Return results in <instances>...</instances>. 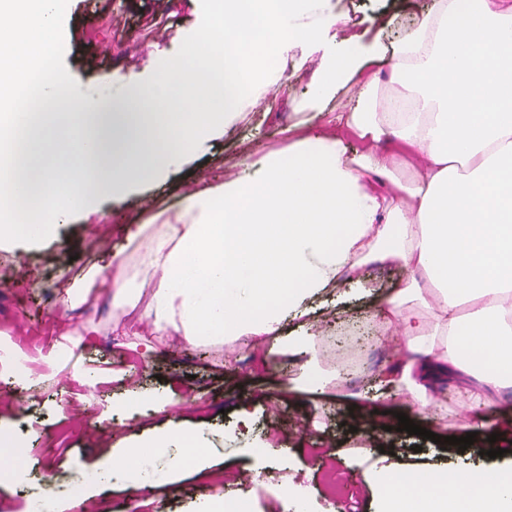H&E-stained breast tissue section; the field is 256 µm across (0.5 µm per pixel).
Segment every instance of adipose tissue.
Returning a JSON list of instances; mask_svg holds the SVG:
<instances>
[{
	"mask_svg": "<svg viewBox=\"0 0 512 512\" xmlns=\"http://www.w3.org/2000/svg\"><path fill=\"white\" fill-rule=\"evenodd\" d=\"M438 0L392 46L393 79L412 109L392 112L379 79L362 72L356 33L332 42L315 80L317 95L357 80L361 92L344 126L297 141L289 158L267 156L252 176L189 190L184 216L152 242L155 284L141 317L151 334L259 347L282 322H301L283 347L318 352V318L308 298L334 288L341 273L364 278L373 262L411 277L377 313L397 338L395 382L411 412L432 424L430 409L450 369L485 385L460 424L493 433L494 388L512 382V0H476L460 12ZM65 0H0V241L37 240L54 192L84 202L119 193L133 179L160 174L200 133L224 121L230 101L284 42L318 40L304 24L309 0H211L206 31L189 51L193 67L173 62L166 102V149L154 115L109 110L104 99L73 103L52 59ZM196 109L180 111L182 98ZM363 149L347 156L343 136ZM397 181L386 206L373 177ZM432 309V320L411 306ZM487 357L464 358L462 343ZM177 435L130 439L100 480L141 489L145 465L178 468ZM370 482L382 512H512V475L469 469L381 470Z\"/></svg>",
	"mask_w": 512,
	"mask_h": 512,
	"instance_id": "1",
	"label": "adipose tissue"
}]
</instances>
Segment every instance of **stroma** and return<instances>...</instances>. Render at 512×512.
Segmentation results:
<instances>
[{"label": "stroma", "instance_id": "35a3bbf8", "mask_svg": "<svg viewBox=\"0 0 512 512\" xmlns=\"http://www.w3.org/2000/svg\"><path fill=\"white\" fill-rule=\"evenodd\" d=\"M145 0H67L59 18L62 32L55 67L68 78L73 97L116 98L133 87L157 86L165 64L187 61V50L205 33L210 0H173L169 35L132 26ZM435 0H348L346 13L332 27L340 32L356 21L365 70L379 74L380 93L401 96L405 90L391 79L392 58L384 45L401 37ZM123 16V35L113 33V14ZM392 16L378 32V14ZM279 63L267 70L256 92L240 97L226 124L211 128L160 177L135 180L120 194L104 193L70 205L66 222L39 242L18 239L0 244V333L18 337L50 332L51 343L64 355L42 356V373L22 379L0 372V430L22 445V471L0 477V512H27L28 497L39 481L67 480L98 472L132 437L176 431L200 434L204 446L191 466L173 471L166 484L134 492L119 486L92 484L89 503L96 512H197L199 502L214 497L211 473L224 475V494L248 496L251 512H283L285 485L312 489V512H381L377 490L367 472L413 468L414 455L425 466L512 471V428L499 432L496 443L486 434L460 449L439 446L408 432L388 431L382 420H368L355 409L359 394L371 381L397 364L376 341L362 344L364 369L347 376L340 392L302 389L301 361L267 341L265 366H257L240 343L204 341L185 350L170 336L144 337L139 317L152 288L149 239L162 236L168 224L185 211L186 194L197 184H223L228 171L255 170L271 153L287 154L293 132L318 134L351 112L359 88L355 82L326 96H317L314 80L322 53L316 46L283 45ZM126 282L128 296L115 306L103 284L113 275ZM370 295L341 283L337 294L319 299L329 323L347 326L365 322L379 330L377 305L388 297L408 270L395 265L370 269ZM87 288L84 300L68 303V287ZM137 354L138 367L125 366ZM146 395L169 394L185 399L181 413L144 407L134 415L121 412L129 384ZM472 379L464 372L443 381L448 407L431 425L440 436L453 433L455 420L468 403ZM248 408L249 423L238 412ZM306 418L310 438L297 444L296 420ZM67 428L66 438L55 432ZM273 432L274 447L249 453L257 439ZM503 456L492 459L491 447ZM335 465L343 483L335 500L317 494L319 476ZM260 475L248 492L236 484L239 471Z\"/></svg>", "mask_w": 512, "mask_h": 512}]
</instances>
